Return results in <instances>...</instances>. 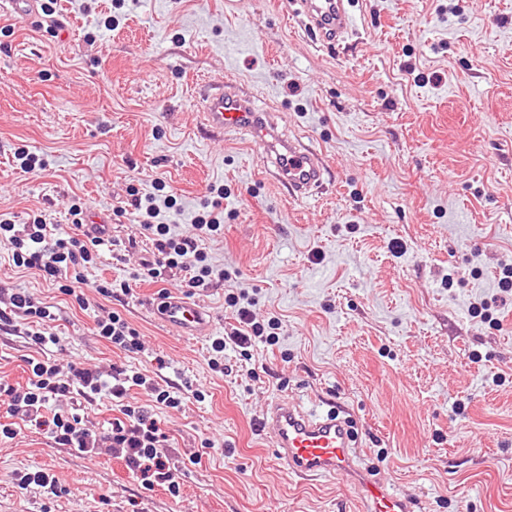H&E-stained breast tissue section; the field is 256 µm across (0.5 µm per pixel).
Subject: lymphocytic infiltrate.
I'll list each match as a JSON object with an SVG mask.
<instances>
[{
    "mask_svg": "<svg viewBox=\"0 0 512 512\" xmlns=\"http://www.w3.org/2000/svg\"><path fill=\"white\" fill-rule=\"evenodd\" d=\"M223 198V188H215L205 210L193 220L197 231L193 237L173 234L170 224L164 220L163 211L174 208L171 198L160 201L149 195L132 199L131 205L140 215L144 230L151 234L158 252L157 259L144 265L147 279L164 278L166 272L173 269L185 272L187 285L191 288H209L215 281L223 279V271L209 263L201 246L204 237L218 233L221 227L217 212ZM0 240L10 244L16 266L37 270L68 296L76 295L77 285L84 283L83 268L96 262L94 244L74 236L58 235L54 225L39 215L25 224L1 217ZM226 302L236 308L241 324L240 329L232 333L231 341L241 347L255 341L269 345L277 343L278 318H270L264 324L257 322L250 310L247 292L229 293ZM19 318L31 322L30 336L35 344L43 347L58 345L60 338L51 326L55 315L49 305L25 292L11 293L7 306L0 308V329L13 325ZM134 386L144 391L145 402H127L128 392ZM0 394L10 399V420L0 422V438H13L16 433L13 423L20 420L47 429L55 444L74 449L90 459L96 456L98 449H108L112 455L124 460L145 489L160 486L171 494L179 493L178 470L164 457L167 436L154 418L153 409L158 405L179 407L182 398L176 392L161 388L152 378L138 372L128 373L126 368L116 365L108 378L97 370L76 368L71 377L64 380L60 378L57 366L34 361L30 364L25 386L17 387L0 379ZM66 394L78 395L88 403L102 396L108 397L117 403L120 415L113 419L110 429L101 434L85 427L78 415H46L47 404Z\"/></svg>",
    "mask_w": 512,
    "mask_h": 512,
    "instance_id": "lymphocytic-infiltrate-1",
    "label": "lymphocytic infiltrate"
}]
</instances>
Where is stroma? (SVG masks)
<instances>
[{
	"instance_id": "1",
	"label": "stroma",
	"mask_w": 512,
	"mask_h": 512,
	"mask_svg": "<svg viewBox=\"0 0 512 512\" xmlns=\"http://www.w3.org/2000/svg\"><path fill=\"white\" fill-rule=\"evenodd\" d=\"M56 16L50 32L0 15V215L41 211L66 234L80 201L112 232L84 272V304L15 267L1 241L0 287L56 306L61 376L118 365L182 394L156 412L181 490H146L108 449L90 459L20 423L0 440V512H362L347 478H301L274 458L258 423L286 397L345 405L362 467L418 512H512V294L497 287L512 260V0H361L358 35L329 50L286 0H128L119 12L96 0L89 14L57 0ZM224 75L322 152L316 197L290 200L242 136L201 127L200 88ZM20 147L45 170H17ZM158 181L180 204V236L194 235L208 186L227 187L224 230L204 242L223 282L143 281L154 247L133 212L113 210ZM240 288L257 319H280L279 341L228 345L216 373L211 339L235 327L224 296ZM163 293L209 310L211 336L165 327ZM480 300L499 326L474 317ZM114 311L142 351L96 336L95 318ZM42 356L24 324L0 331V378L25 383ZM38 469L58 495L18 487Z\"/></svg>"
}]
</instances>
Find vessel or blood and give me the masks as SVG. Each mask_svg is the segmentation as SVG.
Segmentation results:
<instances>
[{
  "mask_svg": "<svg viewBox=\"0 0 512 512\" xmlns=\"http://www.w3.org/2000/svg\"><path fill=\"white\" fill-rule=\"evenodd\" d=\"M291 4L305 29L312 31L322 45L343 41L354 30L349 0H291ZM0 9L26 24L42 21L39 0H0ZM201 113L208 129L247 135L263 160L265 174L287 188L291 198L309 199L323 185L328 165L322 155L288 137L270 113L237 83H211L202 99ZM154 306L159 319L179 335L207 336L213 329L210 312L184 296L168 293L157 297ZM258 428L288 472L348 478L365 512H414L409 499L359 466L353 435L341 407H307L281 399L267 408Z\"/></svg>",
  "mask_w": 512,
  "mask_h": 512,
  "instance_id": "vessel-or-blood-1",
  "label": "vessel or blood"
}]
</instances>
